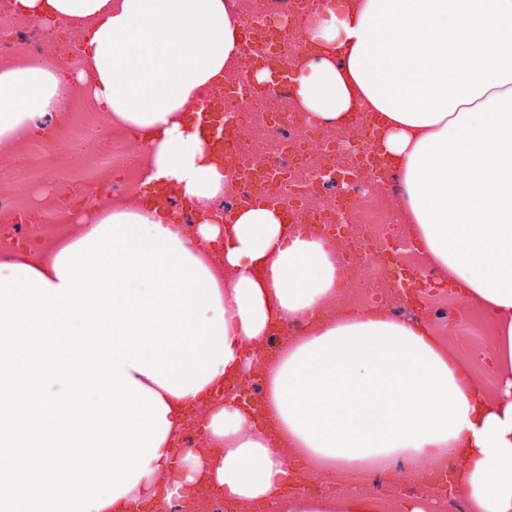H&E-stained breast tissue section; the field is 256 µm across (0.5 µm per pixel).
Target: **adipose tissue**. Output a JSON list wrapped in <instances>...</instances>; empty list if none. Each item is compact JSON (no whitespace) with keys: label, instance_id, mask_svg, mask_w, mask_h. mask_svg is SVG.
Returning <instances> with one entry per match:
<instances>
[{"label":"adipose tissue","instance_id":"1","mask_svg":"<svg viewBox=\"0 0 512 512\" xmlns=\"http://www.w3.org/2000/svg\"><path fill=\"white\" fill-rule=\"evenodd\" d=\"M348 2L311 23L295 97L341 129L372 110L396 211L493 336L494 393L423 321L337 306V252L267 203L193 224L222 272L184 248L156 192L203 211L229 181L184 110L241 52L224 0H10L81 39L73 70L0 64V149L61 129L85 83L150 162L141 208L100 202L79 237L0 261V512H161L185 487L249 512H424L359 489L404 456L456 461L469 512H512V0ZM311 314L265 356L276 322ZM257 376L255 413L232 386ZM198 423L209 451L180 448ZM305 465L350 492L297 490Z\"/></svg>","mask_w":512,"mask_h":512}]
</instances>
